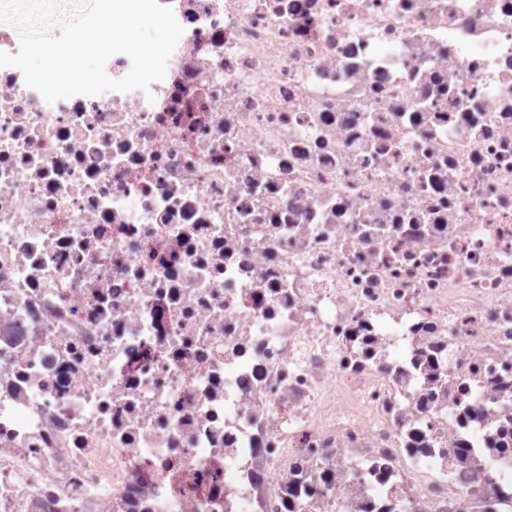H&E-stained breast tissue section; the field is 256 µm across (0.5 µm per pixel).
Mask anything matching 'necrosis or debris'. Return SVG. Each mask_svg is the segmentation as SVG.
<instances>
[{
	"mask_svg": "<svg viewBox=\"0 0 512 512\" xmlns=\"http://www.w3.org/2000/svg\"><path fill=\"white\" fill-rule=\"evenodd\" d=\"M160 2L0 68V512H512V0Z\"/></svg>",
	"mask_w": 512,
	"mask_h": 512,
	"instance_id": "necrosis-or-debris-1",
	"label": "necrosis or debris"
}]
</instances>
